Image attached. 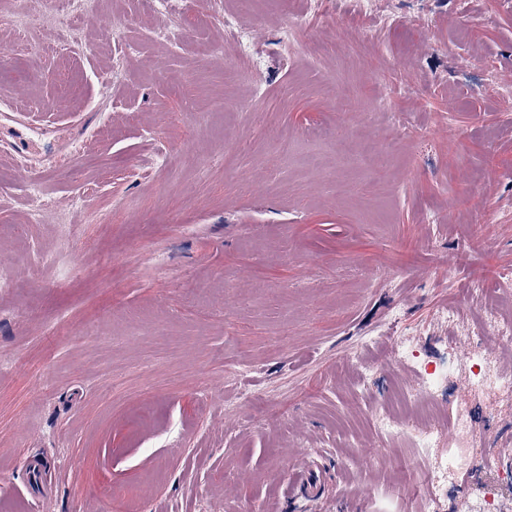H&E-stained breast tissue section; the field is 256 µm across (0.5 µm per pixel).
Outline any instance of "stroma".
Here are the masks:
<instances>
[{"label":"stroma","mask_w":512,"mask_h":512,"mask_svg":"<svg viewBox=\"0 0 512 512\" xmlns=\"http://www.w3.org/2000/svg\"><path fill=\"white\" fill-rule=\"evenodd\" d=\"M306 9L96 0L60 53L54 0H0V50L32 21L0 71V512H420L436 453L441 512L491 485L512 512V397L468 368L512 318V0ZM296 28L345 41L312 58ZM446 351L478 457L449 414L436 450L374 424ZM310 463L322 498H290ZM475 338L479 339L482 335L492 334L496 336L503 344L512 343V320L504 318L496 313H491L482 326L473 332ZM425 476L431 484L447 493L458 480V468L452 459L441 457L435 462L432 470L425 472Z\"/></svg>","instance_id":"obj_1"}]
</instances>
